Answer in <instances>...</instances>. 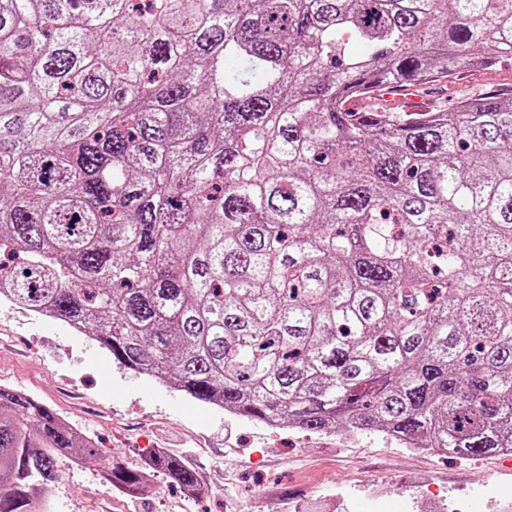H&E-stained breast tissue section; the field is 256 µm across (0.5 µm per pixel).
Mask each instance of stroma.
<instances>
[{"instance_id":"obj_1","label":"stroma","mask_w":512,"mask_h":512,"mask_svg":"<svg viewBox=\"0 0 512 512\" xmlns=\"http://www.w3.org/2000/svg\"><path fill=\"white\" fill-rule=\"evenodd\" d=\"M512 86V60L435 86L434 106ZM0 385L21 390L93 439L100 454L57 461L46 512H512V456L421 453L373 433L273 429L137 376L91 338L0 304ZM181 458L202 491L163 474L139 494L108 484L116 464L143 467L158 449Z\"/></svg>"}]
</instances>
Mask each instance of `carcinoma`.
Returning <instances> with one entry per match:
<instances>
[{"label":"carcinoma","instance_id":"1","mask_svg":"<svg viewBox=\"0 0 512 512\" xmlns=\"http://www.w3.org/2000/svg\"><path fill=\"white\" fill-rule=\"evenodd\" d=\"M503 56L512 0H0V297L248 420L501 454L512 88L378 100ZM59 455L97 449L0 386V512ZM152 472L200 491L106 480ZM419 91L413 88H402L388 90L383 95L384 102L389 107H404L416 110L414 104L420 100Z\"/></svg>","mask_w":512,"mask_h":512}]
</instances>
